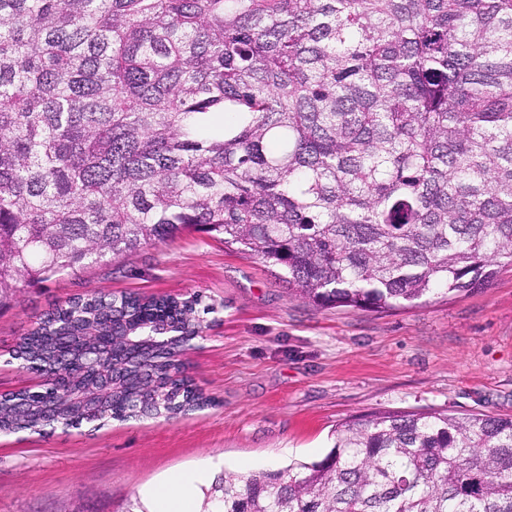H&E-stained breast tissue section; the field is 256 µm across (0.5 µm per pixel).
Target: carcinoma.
<instances>
[{
  "label": "carcinoma",
  "mask_w": 512,
  "mask_h": 512,
  "mask_svg": "<svg viewBox=\"0 0 512 512\" xmlns=\"http://www.w3.org/2000/svg\"><path fill=\"white\" fill-rule=\"evenodd\" d=\"M187 230L321 306L484 285L512 262V0H0V304ZM212 312L199 294L48 310L14 350L43 384L0 395V431L203 408L180 355ZM206 500L512 512V418L374 413L324 459Z\"/></svg>",
  "instance_id": "cac0c4a2"
}]
</instances>
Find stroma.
<instances>
[{
  "mask_svg": "<svg viewBox=\"0 0 512 512\" xmlns=\"http://www.w3.org/2000/svg\"><path fill=\"white\" fill-rule=\"evenodd\" d=\"M93 292L202 294L219 309L184 356L212 398L172 419L112 420L45 435L0 434V512H137L167 475L317 462L341 423L375 411L512 418V265L486 285L389 311L327 308L277 267L186 231L129 256L26 287L0 306V393L38 376L11 353L45 311Z\"/></svg>",
  "mask_w": 512,
  "mask_h": 512,
  "instance_id": "stroma-1",
  "label": "stroma"
}]
</instances>
